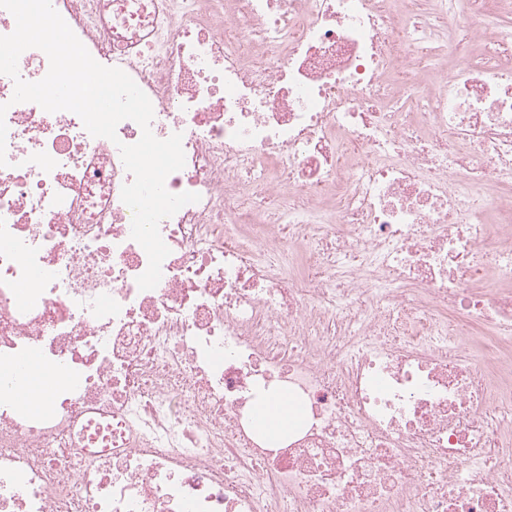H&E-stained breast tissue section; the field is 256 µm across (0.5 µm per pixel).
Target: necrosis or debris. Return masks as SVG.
I'll list each match as a JSON object with an SVG mask.
<instances>
[{
    "label": "necrosis or debris",
    "mask_w": 512,
    "mask_h": 512,
    "mask_svg": "<svg viewBox=\"0 0 512 512\" xmlns=\"http://www.w3.org/2000/svg\"><path fill=\"white\" fill-rule=\"evenodd\" d=\"M52 5L200 199L0 76V512H512V0ZM300 417V411L294 407L287 397H276L260 403L256 423L271 434H277L288 429Z\"/></svg>",
    "instance_id": "necrosis-or-debris-1"
}]
</instances>
